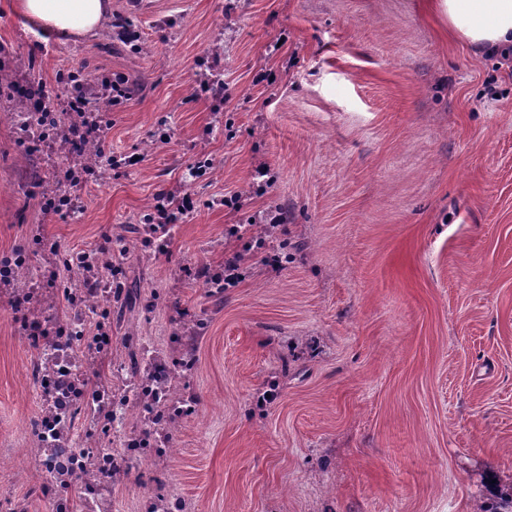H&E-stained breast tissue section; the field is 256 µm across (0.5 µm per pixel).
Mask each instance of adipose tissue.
I'll return each instance as SVG.
<instances>
[{
    "mask_svg": "<svg viewBox=\"0 0 512 512\" xmlns=\"http://www.w3.org/2000/svg\"><path fill=\"white\" fill-rule=\"evenodd\" d=\"M19 10L42 30L84 37L108 21L112 0H19ZM450 33L473 53L512 48V0H437Z\"/></svg>",
    "mask_w": 512,
    "mask_h": 512,
    "instance_id": "ef3b65f1",
    "label": "adipose tissue"
}]
</instances>
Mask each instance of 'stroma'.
<instances>
[{"label":"stroma","mask_w":512,"mask_h":512,"mask_svg":"<svg viewBox=\"0 0 512 512\" xmlns=\"http://www.w3.org/2000/svg\"><path fill=\"white\" fill-rule=\"evenodd\" d=\"M17 3L0 0L17 73L61 97L73 68L134 86L104 115L106 145L140 163L73 188L64 214L42 210L52 184L35 176L72 155L28 153L19 102L0 99V256L25 252L20 288L91 333L109 308L66 306L64 289L83 282L62 260L108 235L109 260L142 295L110 315L111 359L84 360L111 375L126 417L107 433L79 418L75 434L119 448L152 426L168 450L132 459L106 512H145L160 496L182 512H472L512 489V68L465 49L432 0H112L141 35L134 50L111 25L44 34ZM207 51L220 58L219 113L197 92ZM183 190L196 208L155 253L144 218L156 194ZM228 193L242 210L220 206ZM274 208L284 221L266 249L284 269L256 254L237 287L203 288L202 268L242 247L227 225ZM16 304L0 292V512H52L40 352ZM130 332L158 362L174 360L175 332L195 351L171 383L190 408L176 425L138 405L120 366Z\"/></svg>","instance_id":"35a3bbf8"}]
</instances>
